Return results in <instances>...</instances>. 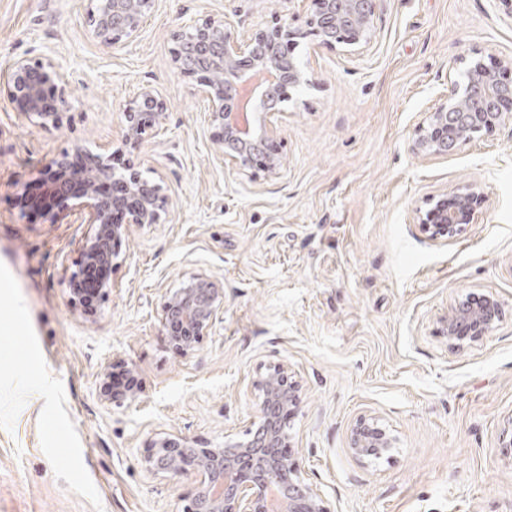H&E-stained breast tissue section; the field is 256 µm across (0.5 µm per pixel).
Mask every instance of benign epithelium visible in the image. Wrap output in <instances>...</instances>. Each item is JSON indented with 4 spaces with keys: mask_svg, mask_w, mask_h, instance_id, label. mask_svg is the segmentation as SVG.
Wrapping results in <instances>:
<instances>
[{
    "mask_svg": "<svg viewBox=\"0 0 512 512\" xmlns=\"http://www.w3.org/2000/svg\"><path fill=\"white\" fill-rule=\"evenodd\" d=\"M306 29L279 18L270 27L247 37L234 33L226 14L210 16L187 27L188 43L174 60L177 73L197 79V92L211 103L209 122L219 130L217 145L224 164L247 174L260 170L277 177L284 165L273 117L286 111L292 92L315 82V75L294 55L299 42L310 36L317 45L368 50L375 37L376 0H312ZM155 0H97L91 10L93 33L105 48L137 37L153 11ZM465 78L448 84L443 102L424 113L417 124L410 151L423 158L447 157L482 133L512 125V80L501 67L485 63L474 51L465 58ZM8 80L23 114L40 123H59L66 104V76L50 59L16 61ZM51 84L56 102L43 108L44 88ZM150 101L152 112L137 111ZM163 103L153 89H146L125 107L122 143L141 142L163 119ZM90 163L74 174L67 154L53 158L43 171L50 191L62 197L61 211L77 213L90 225L77 270L71 276L72 302L87 288L98 292L100 303L112 294V281H98L100 267H110L120 256L118 245L132 225L159 224L163 220L160 183L138 172L119 173L100 154L89 153ZM83 185L82 195L67 197L73 180ZM112 184V194L102 197L99 183ZM487 202L482 185L470 183L450 193L431 195L414 210V223L432 242L447 241ZM120 210L124 220L113 223ZM224 311L223 285L210 276L197 274L169 292L161 322L170 333L175 352L183 358L195 354L201 339ZM502 316L500 302L492 296H470L456 301L438 319L437 334L460 345L477 341L492 331ZM136 373L125 360H115L102 372L101 401L122 406L139 399L140 385L112 387L114 371ZM247 388L259 401L252 427L238 437L225 436L222 448H194L192 441L167 434L154 441L144 460L154 475L177 478L189 472L199 475L196 492L184 512H331L325 501L301 474L297 458L284 449L292 447L288 434L291 418L302 403L295 373L284 364L271 365L253 377ZM349 450L360 460L380 458L393 448V438L373 418L360 417L350 427Z\"/></svg>",
    "mask_w": 512,
    "mask_h": 512,
    "instance_id": "obj_1",
    "label": "benign epithelium"
}]
</instances>
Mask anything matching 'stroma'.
<instances>
[{
  "label": "stroma",
  "mask_w": 512,
  "mask_h": 512,
  "mask_svg": "<svg viewBox=\"0 0 512 512\" xmlns=\"http://www.w3.org/2000/svg\"><path fill=\"white\" fill-rule=\"evenodd\" d=\"M90 0H0V512H183L193 475L143 467L158 433L203 448L249 427L260 368L287 364L303 403L289 433L303 476L331 512H512V129L446 158L408 143L462 60L512 61V19L491 0H379L373 44L348 55L312 40L314 71L275 116L279 177L226 169L196 78L173 68L175 36L213 15L239 36L276 18L304 26L307 0H156L137 39L107 49ZM20 58L66 74L56 125L26 118L5 76ZM154 87L165 120L122 148L123 111ZM124 151L159 181L163 223L120 245L110 300L89 320L68 280L88 225L18 199L63 151ZM481 183L488 201L444 244L413 221L424 198ZM224 285V311L197 352L172 350L161 313L192 274ZM497 297V327L450 345L437 320L468 295ZM132 363L135 404H103L99 378ZM395 437L385 457L348 449L360 416Z\"/></svg>",
  "instance_id": "1"
}]
</instances>
